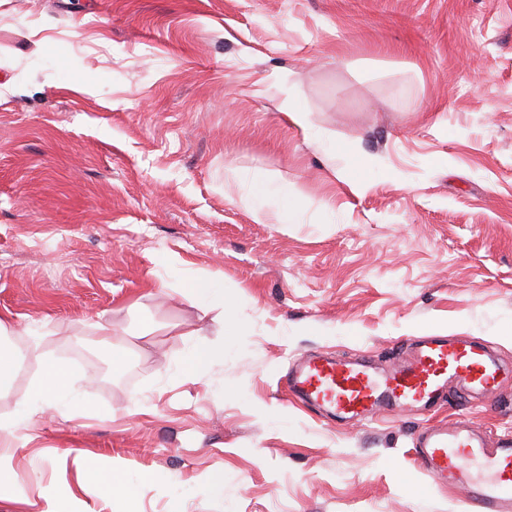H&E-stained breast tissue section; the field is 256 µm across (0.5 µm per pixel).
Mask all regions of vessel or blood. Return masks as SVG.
Instances as JSON below:
<instances>
[{
    "instance_id": "obj_1",
    "label": "vessel or blood",
    "mask_w": 512,
    "mask_h": 512,
    "mask_svg": "<svg viewBox=\"0 0 512 512\" xmlns=\"http://www.w3.org/2000/svg\"><path fill=\"white\" fill-rule=\"evenodd\" d=\"M506 372L484 345L423 336L381 370L336 357L298 358L288 384L305 403L360 421L383 411H426L451 386L485 396ZM414 461L435 482L466 492L474 512H512V441L489 448L470 425L434 426L422 434Z\"/></svg>"
}]
</instances>
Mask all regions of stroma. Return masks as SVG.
<instances>
[{"instance_id":"obj_1","label":"stroma","mask_w":512,"mask_h":512,"mask_svg":"<svg viewBox=\"0 0 512 512\" xmlns=\"http://www.w3.org/2000/svg\"><path fill=\"white\" fill-rule=\"evenodd\" d=\"M290 96L348 159L289 124ZM255 185L288 186L299 223H254ZM202 271L241 336L187 296ZM0 321L20 354L0 417L47 357L77 405L21 425L0 512L48 492L76 512H470L414 437L464 421L497 447L512 377L371 424L286 381L297 356L385 367L427 334L512 367V0H0ZM91 458L133 499L83 480ZM224 357V346L210 347L207 349L192 348L182 363V371L187 374H197L211 361Z\"/></svg>"}]
</instances>
